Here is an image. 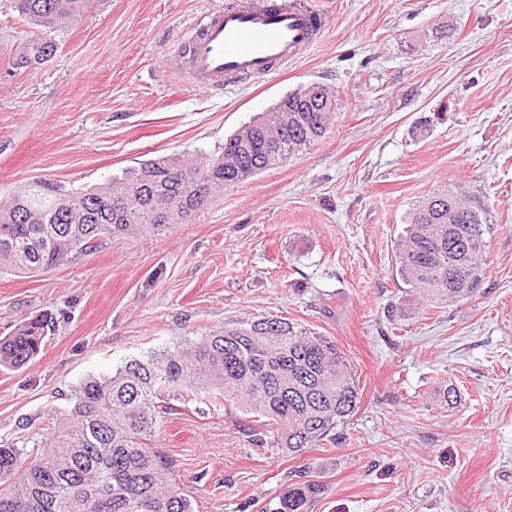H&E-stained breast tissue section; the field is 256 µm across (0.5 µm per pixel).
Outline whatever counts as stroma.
I'll use <instances>...</instances> for the list:
<instances>
[{
  "instance_id": "35a3bbf8",
  "label": "stroma",
  "mask_w": 512,
  "mask_h": 512,
  "mask_svg": "<svg viewBox=\"0 0 512 512\" xmlns=\"http://www.w3.org/2000/svg\"><path fill=\"white\" fill-rule=\"evenodd\" d=\"M227 2L91 0L44 33L0 0L2 202L39 178L78 189L148 159L209 158L297 85L337 94L320 140L169 234L0 274V336L55 325L36 358L0 368V443L29 462L83 380L282 317L336 342L360 408L299 460L251 444L237 404L185 393L150 445L193 512H256L303 461L327 487L310 512H512V0H307L328 29L287 71L199 91L178 78L182 50ZM43 34L54 56L19 65ZM444 187L490 232L479 293L437 306L393 260L410 209Z\"/></svg>"
}]
</instances>
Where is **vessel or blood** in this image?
<instances>
[{
	"instance_id": "1",
	"label": "vessel or blood",
	"mask_w": 512,
	"mask_h": 512,
	"mask_svg": "<svg viewBox=\"0 0 512 512\" xmlns=\"http://www.w3.org/2000/svg\"><path fill=\"white\" fill-rule=\"evenodd\" d=\"M325 26V18L302 0L215 11L188 42L186 78L207 88L233 78L270 75L316 45Z\"/></svg>"
}]
</instances>
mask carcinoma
<instances>
[{
	"mask_svg": "<svg viewBox=\"0 0 512 512\" xmlns=\"http://www.w3.org/2000/svg\"><path fill=\"white\" fill-rule=\"evenodd\" d=\"M87 0H14L39 28L76 19ZM56 44L26 43L19 64L49 59ZM224 140V154L206 160L149 159L87 189L48 179L31 182L0 202V271L35 275L91 250L102 238L142 231L160 234L178 220L156 201L196 209L297 155L322 138L337 108L334 90L318 83L286 92ZM235 163L226 166L224 159ZM181 177L171 181L169 167ZM486 219L446 188L418 202L395 251V271L409 291L448 305L471 298L482 284ZM53 322L34 318L0 338V367L16 370L44 346ZM213 391L240 405L243 431L259 447L291 457L333 443L361 403L359 384L330 337L286 318L263 317L215 331L157 358L132 359L110 376L83 381L26 467L22 449L0 444V512H75L85 495L89 512H193L176 481L175 464L150 448L159 419L173 411L166 397ZM325 484L298 470L260 512H309Z\"/></svg>",
	"mask_w": 512,
	"mask_h": 512,
	"instance_id": "cac0c4a2",
	"label": "carcinoma"
}]
</instances>
